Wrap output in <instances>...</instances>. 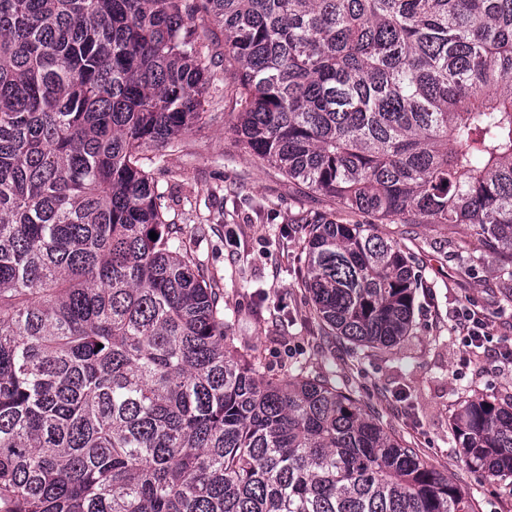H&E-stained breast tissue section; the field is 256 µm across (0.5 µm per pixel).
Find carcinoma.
Masks as SVG:
<instances>
[{"label":"carcinoma","mask_w":512,"mask_h":512,"mask_svg":"<svg viewBox=\"0 0 512 512\" xmlns=\"http://www.w3.org/2000/svg\"><path fill=\"white\" fill-rule=\"evenodd\" d=\"M200 12L252 155L344 210L468 224L512 280V0H0V512H474L353 393L241 352L166 223L140 149L204 118ZM304 253L319 324L409 335L397 242L327 221ZM451 435L512 480V401L466 397Z\"/></svg>","instance_id":"carcinoma-1"}]
</instances>
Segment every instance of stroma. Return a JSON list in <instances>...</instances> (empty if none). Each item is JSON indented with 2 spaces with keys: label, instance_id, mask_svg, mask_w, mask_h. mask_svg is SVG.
<instances>
[{
  "label": "stroma",
  "instance_id": "1",
  "mask_svg": "<svg viewBox=\"0 0 512 512\" xmlns=\"http://www.w3.org/2000/svg\"><path fill=\"white\" fill-rule=\"evenodd\" d=\"M194 23L213 61L208 117L182 136L177 150L147 146L142 155L169 197L167 222L180 228L224 294L236 346L258 356L270 376L289 377L302 364L354 388L385 430L469 493L475 512H512V482L485 478L450 441L462 394L512 398V364L490 361L486 348L462 347L453 320L459 305L474 304L496 340L512 341V305L501 299L498 259L464 224L376 223L380 235L411 253L423 283L412 330L394 347L364 351L327 335L302 286L305 226L373 218L337 210L238 144L235 116L224 109L232 91L224 80V33L210 16L197 15Z\"/></svg>",
  "mask_w": 512,
  "mask_h": 512
}]
</instances>
